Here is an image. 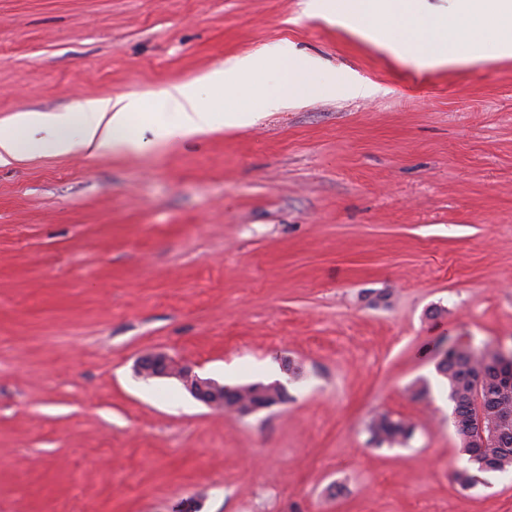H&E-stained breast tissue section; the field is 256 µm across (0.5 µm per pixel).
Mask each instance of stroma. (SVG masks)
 <instances>
[{
    "label": "stroma",
    "instance_id": "35a3bbf8",
    "mask_svg": "<svg viewBox=\"0 0 512 512\" xmlns=\"http://www.w3.org/2000/svg\"><path fill=\"white\" fill-rule=\"evenodd\" d=\"M306 2L0 0V123L207 100L209 72L284 43L379 88L0 165V512H512V470L454 482L436 370L512 351V59L420 74ZM150 352L288 399L213 411L137 376ZM384 411L407 446L369 445Z\"/></svg>",
    "mask_w": 512,
    "mask_h": 512
}]
</instances>
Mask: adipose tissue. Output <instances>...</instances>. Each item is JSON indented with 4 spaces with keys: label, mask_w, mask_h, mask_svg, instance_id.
<instances>
[{
    "label": "adipose tissue",
    "mask_w": 512,
    "mask_h": 512,
    "mask_svg": "<svg viewBox=\"0 0 512 512\" xmlns=\"http://www.w3.org/2000/svg\"><path fill=\"white\" fill-rule=\"evenodd\" d=\"M325 17L361 39L373 43L418 69L512 57V0H448L445 10L431 8L427 0H311ZM321 62L313 56L277 45L264 55L238 59L211 72L206 80L222 90V97L202 100L191 84H178L156 98L119 96L86 100L66 112H21L11 126H0V165L49 151L69 154L81 147L88 156L107 151L140 149L139 139L128 135L132 117L155 122L160 114L172 116L164 134L191 135L210 129L217 111L228 122L244 125L259 107L289 103L309 93ZM286 69L288 76L266 87L267 72ZM80 130L72 142L70 127ZM51 132V141L34 138L33 132Z\"/></svg>",
    "instance_id": "adipose-tissue-1"
}]
</instances>
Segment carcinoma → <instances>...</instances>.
Segmentation results:
<instances>
[{"mask_svg":"<svg viewBox=\"0 0 512 512\" xmlns=\"http://www.w3.org/2000/svg\"><path fill=\"white\" fill-rule=\"evenodd\" d=\"M437 371L448 383V399L454 403L457 415L456 434L461 451L475 467L466 466L453 471V480L463 488L477 482L483 472H506L512 469V396L502 392V384L512 380V367H500L494 355L476 352L460 345L450 348L438 363ZM285 389L278 385L252 383L237 388L228 406L267 408L284 401ZM494 424L495 439L483 446L475 441L478 422ZM369 441L378 446H404L414 433V425L388 414H377L367 424Z\"/></svg>","mask_w":512,"mask_h":512,"instance_id":"cac0c4a2","label":"carcinoma"}]
</instances>
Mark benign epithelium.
Instances as JSON below:
<instances>
[{"mask_svg":"<svg viewBox=\"0 0 512 512\" xmlns=\"http://www.w3.org/2000/svg\"><path fill=\"white\" fill-rule=\"evenodd\" d=\"M138 373L148 377H169L179 381L193 398L211 409H224L226 389L218 381L200 376L194 369L164 353L152 352L143 355L137 362Z\"/></svg>","mask_w":512,"mask_h":512,"instance_id":"7a95c632","label":"benign epithelium"}]
</instances>
